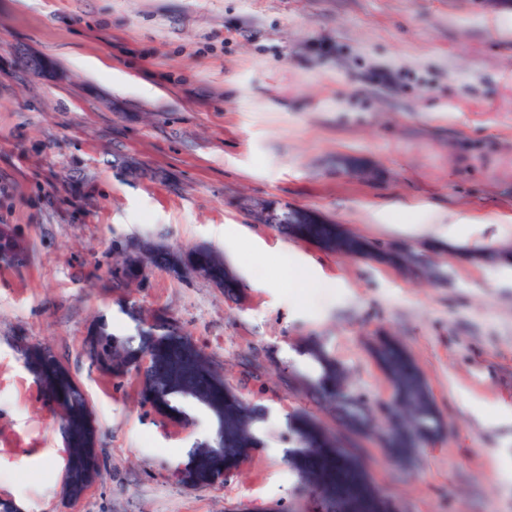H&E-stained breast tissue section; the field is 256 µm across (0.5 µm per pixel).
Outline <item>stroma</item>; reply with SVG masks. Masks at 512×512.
<instances>
[{
  "label": "stroma",
  "instance_id": "stroma-1",
  "mask_svg": "<svg viewBox=\"0 0 512 512\" xmlns=\"http://www.w3.org/2000/svg\"><path fill=\"white\" fill-rule=\"evenodd\" d=\"M362 162L348 173L343 157ZM255 204L319 212L436 277L325 252ZM0 500L19 512H512V8L487 0H0ZM218 252L233 292L156 268L114 288L121 250ZM311 269L299 288L280 254ZM161 315L253 411L257 446L213 442L189 399L160 412L138 361L92 364L100 328ZM395 337L444 422L388 446L391 391L368 343ZM366 405L355 438L310 348ZM79 382L98 474L72 495L65 437L23 352ZM341 438L371 498L303 481L296 420Z\"/></svg>",
  "mask_w": 512,
  "mask_h": 512
}]
</instances>
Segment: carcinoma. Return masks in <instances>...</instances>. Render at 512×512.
Masks as SVG:
<instances>
[{
	"instance_id": "carcinoma-1",
	"label": "carcinoma",
	"mask_w": 512,
	"mask_h": 512,
	"mask_svg": "<svg viewBox=\"0 0 512 512\" xmlns=\"http://www.w3.org/2000/svg\"><path fill=\"white\" fill-rule=\"evenodd\" d=\"M296 211L285 209L278 222L292 234L314 241L321 249L332 253H348L379 263L400 267L416 264V257L410 251L396 248L379 250L369 241L349 234L340 233L334 224H292ZM15 236L0 237V262L19 265L26 254L18 251ZM206 277L211 281L232 286V277L224 268L223 258L218 253H208L194 259ZM370 353L395 387L402 417L395 418L391 426L389 445L393 448H412L416 442L430 441L439 431L440 418L433 402L427 382L413 360L400 344L392 339H379L369 346ZM142 351L150 352V363L144 374V394L160 407H169V398L184 395L210 410L222 425L215 446L202 448L200 452L205 465L221 463V448H248L259 444L252 429L253 416L240 398L224 387V378L211 366L208 356L190 344H180L173 332L152 328L142 342ZM130 352L129 340L112 333H103L96 348L90 351V358L101 365L119 371ZM313 359L320 365L324 376L336 380L334 395L344 399L353 410L363 409L362 403L349 396L347 385L340 367L319 346L312 349ZM27 367L33 371L48 397L54 404L55 412L67 442L69 469L73 475L72 489L81 493L97 472L95 434L90 422L88 401L79 384L68 370L56 361L46 357L34 348L25 356ZM299 438L311 447L322 449V456L341 457L333 453L334 447L320 428L310 422L299 423L296 430Z\"/></svg>"
}]
</instances>
